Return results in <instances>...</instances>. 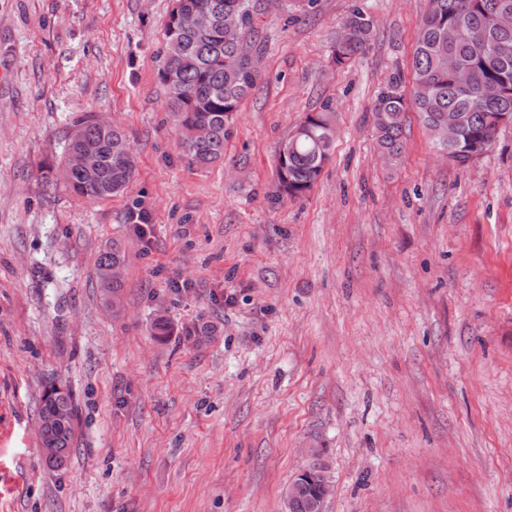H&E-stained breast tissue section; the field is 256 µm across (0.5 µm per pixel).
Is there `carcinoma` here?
I'll return each instance as SVG.
<instances>
[{"label":"carcinoma","mask_w":512,"mask_h":512,"mask_svg":"<svg viewBox=\"0 0 512 512\" xmlns=\"http://www.w3.org/2000/svg\"><path fill=\"white\" fill-rule=\"evenodd\" d=\"M259 0H176V6L164 27L165 48L157 71L167 88L170 120L181 136V148L189 164L207 167L224 158V142L233 134L240 103L256 84L257 68L250 35L260 12ZM185 10H203L234 14L240 23L238 39H218L209 32L182 33L174 25L177 14ZM512 15V0H425L411 59V86H406L398 70L377 94L374 127L383 154L392 159L403 151L405 112H417L427 130L437 125L444 113L458 112L463 119V135L448 152L451 162L465 166L471 152L491 143L500 112L512 113V96L497 100L482 97V88L497 81L512 84V26L495 28L492 15ZM353 29L352 38L334 44L336 64L345 65L361 55L373 34V21L365 11L355 8L346 19ZM473 74L469 91H460L448 73V56ZM430 84L427 99L416 95L415 87ZM334 121L329 109L312 112L297 126L298 133L280 143L277 162L278 195L290 201L306 195L323 171L335 138ZM207 130L204 140L190 132ZM96 142L100 162L89 175L68 165L69 154L79 145V137ZM136 162L122 130L102 128L89 117L74 121L60 176L68 189L80 198L106 199L123 192L132 181ZM125 256L117 247L101 253L96 269L122 264ZM182 335L197 343L218 335L219 327L209 321L181 327ZM58 413L61 421L40 430L45 464L61 468L67 462L74 443L77 407L70 390L55 383L44 389L39 418ZM317 492L312 484L303 485L288 512H312Z\"/></svg>","instance_id":"1"}]
</instances>
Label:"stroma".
I'll use <instances>...</instances> for the list:
<instances>
[{
  "instance_id": "stroma-1",
  "label": "stroma",
  "mask_w": 512,
  "mask_h": 512,
  "mask_svg": "<svg viewBox=\"0 0 512 512\" xmlns=\"http://www.w3.org/2000/svg\"><path fill=\"white\" fill-rule=\"evenodd\" d=\"M174 6L0 0V512H286L309 448L325 512H512V126L458 166L410 111L385 161L372 109L424 0H268L224 159L191 166L157 77ZM357 6L374 35L339 66ZM325 107L321 176L279 198L281 141ZM87 115L136 155L105 200L46 188ZM115 243L117 317L95 269ZM160 314L223 333L163 344ZM52 382L77 403L59 470L38 433Z\"/></svg>"
}]
</instances>
